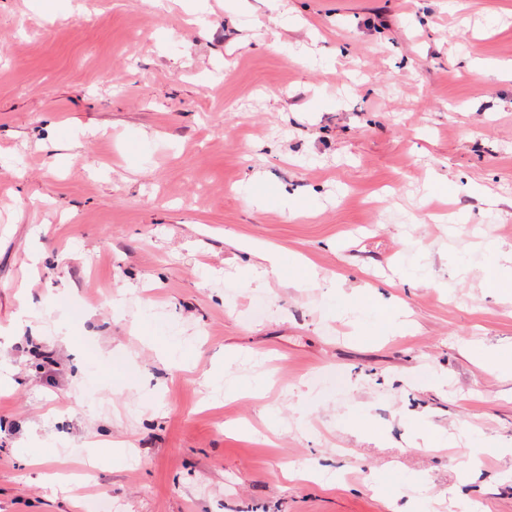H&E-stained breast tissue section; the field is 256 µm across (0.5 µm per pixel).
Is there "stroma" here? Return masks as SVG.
<instances>
[{"label":"stroma","mask_w":512,"mask_h":512,"mask_svg":"<svg viewBox=\"0 0 512 512\" xmlns=\"http://www.w3.org/2000/svg\"><path fill=\"white\" fill-rule=\"evenodd\" d=\"M509 64L512 0H0V512H512ZM484 286L490 294L512 293V253H504L489 241L483 249ZM508 262V266L505 265Z\"/></svg>","instance_id":"obj_1"}]
</instances>
